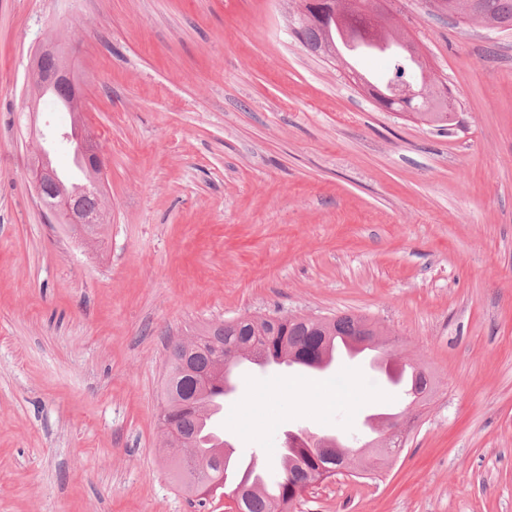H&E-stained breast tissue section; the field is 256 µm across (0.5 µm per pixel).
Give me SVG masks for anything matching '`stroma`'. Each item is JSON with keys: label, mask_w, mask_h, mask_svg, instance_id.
<instances>
[{"label": "stroma", "mask_w": 512, "mask_h": 512, "mask_svg": "<svg viewBox=\"0 0 512 512\" xmlns=\"http://www.w3.org/2000/svg\"><path fill=\"white\" fill-rule=\"evenodd\" d=\"M299 0H0V512H224L164 463L171 342L241 315L355 314L432 392L395 399L344 360L322 391L236 370L218 429L278 460L285 430L352 437L414 416L375 479L338 475L294 512H512V31L431 0L388 20L454 94L435 127L384 111L293 32ZM76 49L104 145L97 241L47 218L27 128L70 116L24 94L33 54Z\"/></svg>", "instance_id": "obj_1"}]
</instances>
